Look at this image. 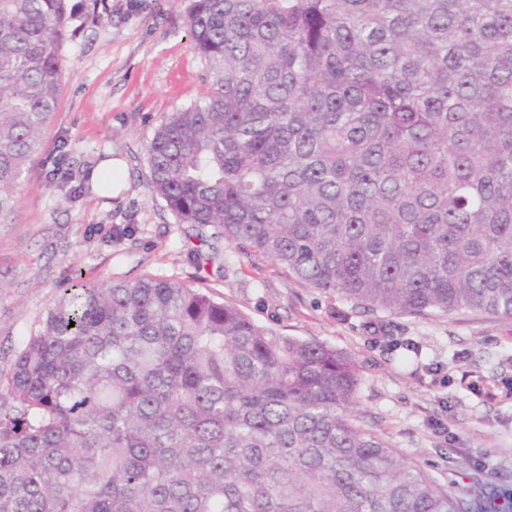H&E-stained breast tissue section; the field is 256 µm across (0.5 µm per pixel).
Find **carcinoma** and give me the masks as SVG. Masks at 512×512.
<instances>
[{
  "label": "carcinoma",
  "instance_id": "1",
  "mask_svg": "<svg viewBox=\"0 0 512 512\" xmlns=\"http://www.w3.org/2000/svg\"><path fill=\"white\" fill-rule=\"evenodd\" d=\"M0 0V224L78 11ZM209 89L147 147L178 224L355 309L512 319V0H191ZM357 360L199 288L73 271L0 369V512H458L351 405Z\"/></svg>",
  "mask_w": 512,
  "mask_h": 512
}]
</instances>
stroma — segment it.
<instances>
[{"instance_id":"obj_1","label":"stroma","mask_w":512,"mask_h":512,"mask_svg":"<svg viewBox=\"0 0 512 512\" xmlns=\"http://www.w3.org/2000/svg\"><path fill=\"white\" fill-rule=\"evenodd\" d=\"M189 0H98V18L66 48L58 108L18 198L0 224V368L81 268L107 283L154 276L206 289L277 336L316 339L360 365L354 411L408 463L460 496L474 474L490 512L512 503V320L430 311L367 313L299 283L276 262L234 248L213 226L176 223L150 184L147 146L170 113L201 99L208 68L190 41ZM121 162L104 198L91 174ZM80 185L50 175L55 164ZM209 263L196 267L189 251Z\"/></svg>"}]
</instances>
